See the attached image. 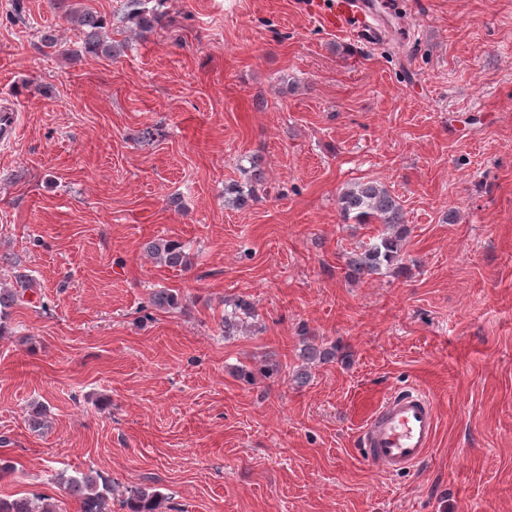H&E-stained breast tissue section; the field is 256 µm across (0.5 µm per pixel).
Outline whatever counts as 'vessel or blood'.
Segmentation results:
<instances>
[{"label": "vessel or blood", "instance_id": "1", "mask_svg": "<svg viewBox=\"0 0 512 512\" xmlns=\"http://www.w3.org/2000/svg\"><path fill=\"white\" fill-rule=\"evenodd\" d=\"M324 18L355 42L372 45L381 31L368 0H333ZM437 412L430 396L411 387L387 397L361 432L370 461L381 471L397 473L414 467L430 452Z\"/></svg>", "mask_w": 512, "mask_h": 512}]
</instances>
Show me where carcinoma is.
I'll return each instance as SVG.
<instances>
[{"mask_svg":"<svg viewBox=\"0 0 512 512\" xmlns=\"http://www.w3.org/2000/svg\"><path fill=\"white\" fill-rule=\"evenodd\" d=\"M165 0H154L150 8L144 0H129L123 20L128 28L143 36L150 33L158 23L160 7ZM70 18L78 25L82 34L83 50L91 55L111 57L115 46L104 39V19L90 10L75 11ZM253 191L244 190L238 185L227 189L226 202L241 210L252 201ZM337 209L344 222L351 220L357 224H381V233L370 238L360 250L348 254L345 261L347 275L352 278H366L378 274L382 269L394 265L400 259L408 232L404 210L395 195L387 186L374 180L354 181L342 189L337 196ZM145 250L168 267H184L187 255L183 245L174 240L159 238L145 244ZM30 290L27 279L20 277L12 288L0 290V330L7 310ZM155 307L175 309L180 305L179 295L171 290H157L150 296ZM255 315L253 305L240 300L234 310L224 315V335L231 336L238 329L242 317ZM67 495L79 504L80 512H111L112 482L104 479L94 470L68 475L59 472L55 475ZM161 495L147 486H131L125 489L123 506L128 512H157ZM0 512H58L50 504L39 507L34 499L17 497L0 499Z\"/></svg>","mask_w":512,"mask_h":512,"instance_id":"carcinoma-1","label":"carcinoma"}]
</instances>
